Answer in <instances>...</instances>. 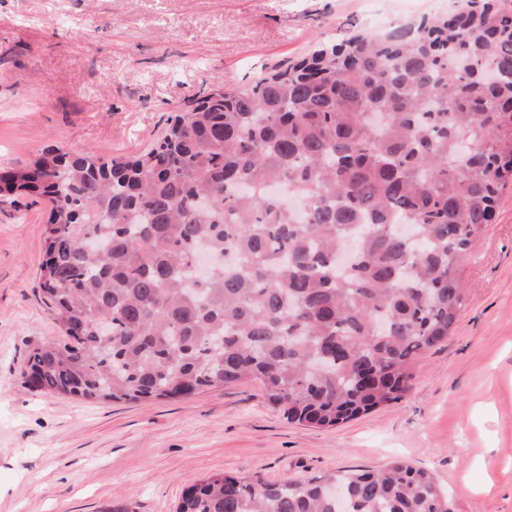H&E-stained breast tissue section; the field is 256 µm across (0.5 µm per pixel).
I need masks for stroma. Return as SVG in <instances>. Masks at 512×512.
I'll use <instances>...</instances> for the list:
<instances>
[{"label": "stroma", "instance_id": "obj_1", "mask_svg": "<svg viewBox=\"0 0 512 512\" xmlns=\"http://www.w3.org/2000/svg\"><path fill=\"white\" fill-rule=\"evenodd\" d=\"M432 0H0V172L44 148L149 150L213 84L233 90L375 17ZM46 204L0 202V512H175L213 473L282 482L400 458L460 512H512V184L460 267L456 329L405 397L335 428L288 422L246 380L181 400L95 403L29 391L28 349L58 328L38 297Z\"/></svg>", "mask_w": 512, "mask_h": 512}]
</instances>
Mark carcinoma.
<instances>
[{"label": "carcinoma", "instance_id": "cac0c4a2", "mask_svg": "<svg viewBox=\"0 0 512 512\" xmlns=\"http://www.w3.org/2000/svg\"><path fill=\"white\" fill-rule=\"evenodd\" d=\"M511 183L509 0H466L214 89L142 154L44 149L0 173V197L49 202L39 299L61 336L33 345L20 377L96 402L252 378L318 428L396 403L454 330L459 268ZM86 229L101 248L83 246ZM202 251L222 264L200 272ZM175 512L458 510L396 460L281 483L213 474Z\"/></svg>", "mask_w": 512, "mask_h": 512}]
</instances>
